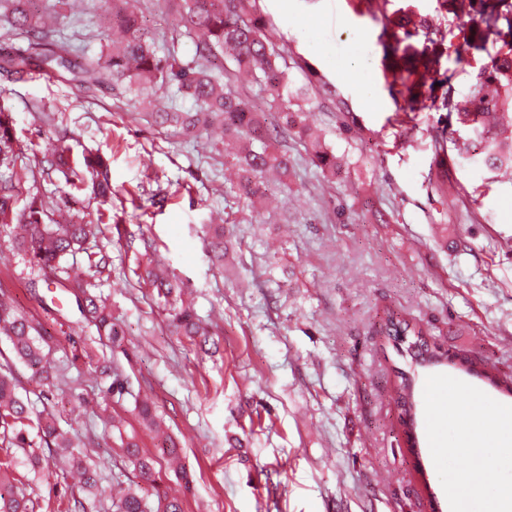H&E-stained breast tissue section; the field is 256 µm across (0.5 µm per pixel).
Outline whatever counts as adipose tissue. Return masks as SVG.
I'll use <instances>...</instances> for the list:
<instances>
[{
	"instance_id": "adipose-tissue-1",
	"label": "adipose tissue",
	"mask_w": 512,
	"mask_h": 512,
	"mask_svg": "<svg viewBox=\"0 0 512 512\" xmlns=\"http://www.w3.org/2000/svg\"><path fill=\"white\" fill-rule=\"evenodd\" d=\"M484 401V396L476 393L470 403H456L450 407V418L460 429L462 445L474 451L492 449V456L481 459L485 465L493 459L511 460L512 407L501 406L495 414L488 416L483 412Z\"/></svg>"
}]
</instances>
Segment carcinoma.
Returning <instances> with one entry per match:
<instances>
[{"label": "carcinoma", "instance_id": "obj_1", "mask_svg": "<svg viewBox=\"0 0 512 512\" xmlns=\"http://www.w3.org/2000/svg\"><path fill=\"white\" fill-rule=\"evenodd\" d=\"M43 7L34 8V0H0V18L8 25L2 36L16 31L30 36L26 49L0 59V70L22 76L38 64H54L70 70L68 56L71 44L63 41L59 29L47 24L44 15H58L69 7L70 0H42ZM112 14L113 26L124 34V41L112 44V50L97 57H84L79 65L80 86L86 92L105 83H120L138 99L163 100L160 108L148 112L158 126H172L194 138L220 134L223 141L250 144L236 157L238 181L230 184L250 204L261 199L266 176L275 173L281 182L288 180L292 162L282 144L290 139L303 143L322 173L336 174V155L314 136L310 114L292 109L288 91V66L264 33L263 18L257 12L256 0H171L176 7L177 24L171 29V40L182 35L193 37L194 58L182 61L174 53L159 55L156 39L145 34L137 0H97ZM440 9L453 15L465 14L469 26H457L459 33L434 25L429 19L405 8L394 12L390 23L402 32L384 45L393 82L401 85L412 108L446 113L455 119L481 144L476 150L467 142L455 145L449 158L454 166H467L482 173L503 168L512 170V0H439ZM454 52L457 62L472 51L488 57L475 84L463 93L452 83L442 59ZM229 52L237 68L252 77L260 90L268 93L270 106L283 114V125L272 130L257 120L251 103L236 95L223 80L224 63L220 58ZM438 76L440 86L430 85L429 95L422 86L428 76ZM175 88V94L190 98L193 107L183 110L164 100V93ZM70 151L67 139H57L48 166L58 169L67 165ZM22 149L16 135L11 110L0 105V235L19 249L30 253L41 270L54 271L60 261L80 251L87 253L90 266L103 273L111 264L102 251H89L97 243L100 227L75 221L59 224L49 216V207L33 196L18 206L27 167L18 166ZM84 169L72 172L67 181L71 187L89 175L94 193L107 199L112 196L108 160L99 153L84 156ZM146 280L164 300L172 333L186 337L191 344L205 347L212 335L213 324L197 316L184 305L183 288L173 278H161L146 268ZM83 322L95 328L97 337L83 342L73 360L84 358L102 381H110L107 392L134 398L135 409L150 431H161V420L148 399L133 393L127 378L118 372L112 352L122 347L120 324L112 317V308L92 285L75 281L69 285ZM389 336L403 332L408 336H424L416 326L389 318L385 324ZM11 344L13 357L0 363V512H38L39 500L29 481L14 476L20 450L35 472H45L68 481L74 480L77 491L71 493V512H100L104 498L111 501V512H185L184 500L162 489L164 478L161 462L181 480L185 491H191L192 477L182 463V448L166 437L153 452L139 448L134 439L122 444L119 459L112 466L119 473L112 476V486L119 487L106 495L102 473L106 464L90 455L83 434L70 427L61 428L43 396V410L33 414L29 398L19 394L14 381L13 364L21 362L39 369L50 377L48 356L55 341L42 333V325L34 316L19 310L8 291L0 286V338Z\"/></svg>", "mask_w": 512, "mask_h": 512}]
</instances>
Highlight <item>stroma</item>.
I'll return each instance as SVG.
<instances>
[{"instance_id":"35a3bbf8","label":"stroma","mask_w":512,"mask_h":512,"mask_svg":"<svg viewBox=\"0 0 512 512\" xmlns=\"http://www.w3.org/2000/svg\"><path fill=\"white\" fill-rule=\"evenodd\" d=\"M406 5L443 19L438 0H390L384 9L257 0L290 89L306 88L301 106L340 161L326 176L289 144L292 174L287 184L266 183L262 224L225 183L224 157L147 123L129 93L103 86L87 96L48 66L0 74V103L14 112L27 163L50 155L60 134L73 163L102 153L112 182L110 202L85 186L55 213L63 224L109 216L98 245L110 273L95 274L85 255L68 257L49 288L24 253L7 249L0 284L58 338L50 362L61 366L74 348L53 311L80 320L66 285L95 278L125 331L119 363L132 390L152 396L184 450L193 478L185 512H431L434 501L447 508L458 474L478 470L487 498L512 482V462L479 470L468 452L433 458L425 433L422 479L405 447L395 393L408 360L383 331L388 316L477 369H419L420 405H431L429 382L442 375L458 386L454 401L476 391L490 399L485 412L512 406L498 390L512 384V179L462 167L449 173L457 193L442 186L439 115L410 111L384 69L385 13ZM58 27L89 56L112 34L109 16L91 7L66 13ZM215 219L228 241L220 270L202 231ZM147 262L180 280L194 311L217 323L219 353L171 335L156 293L134 274ZM14 371L21 393L48 394L62 421L105 437L102 455L119 453L123 435L159 447L133 398L105 393L94 375L51 386L27 365Z\"/></svg>"}]
</instances>
